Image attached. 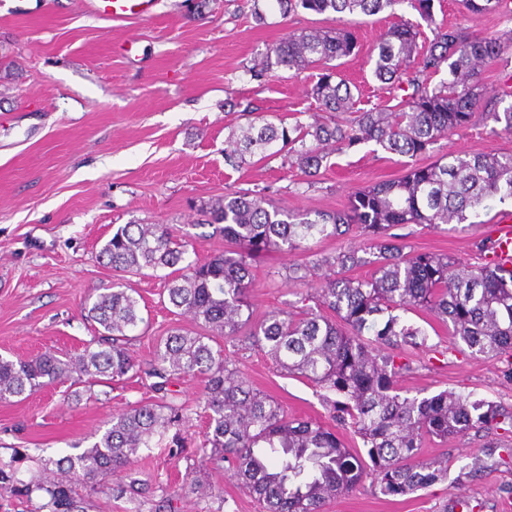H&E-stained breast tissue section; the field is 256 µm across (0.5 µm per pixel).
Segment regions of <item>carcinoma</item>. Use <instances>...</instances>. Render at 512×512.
I'll list each match as a JSON object with an SVG mask.
<instances>
[{"label": "carcinoma", "instance_id": "carcinoma-1", "mask_svg": "<svg viewBox=\"0 0 512 512\" xmlns=\"http://www.w3.org/2000/svg\"><path fill=\"white\" fill-rule=\"evenodd\" d=\"M405 0H276L281 15L301 8L332 14L331 27L291 30L246 69L253 78L287 70L297 75L320 68L311 94L326 117L291 126L264 121L231 130L224 159L239 167L256 154L283 158L304 177L316 176L337 151L373 142L381 149L416 157L480 117L512 133V104L480 111L487 90L482 68L512 47V36L474 35L463 27L436 24L433 0L411 6L435 38L425 53L417 49L414 25L403 22L373 48L372 76L411 93L392 108L359 109L357 98L335 61L353 54L356 42L344 16H374ZM502 0H463L469 14L491 13ZM447 72L437 85L421 74ZM493 199L512 200V154L452 151L426 166L410 168L397 179L353 194L336 212L288 211L261 191L224 195L206 207V225L216 227L229 247L205 260L189 258L190 243L167 224H124L99 250L105 266L119 273L165 280L164 293L174 314L192 318L198 330L175 327L157 343L149 362L131 353V342L146 333L134 290L120 283L85 307L95 335L81 353L61 357L46 352L26 361L0 356V401L32 394L61 380L75 385L103 383L128 374L154 378L161 391L179 376L203 379L200 400L206 431L198 445L202 459L262 502L266 512H322L324 505L348 494L364 480L384 496L426 488L448 471V462L421 461L428 440L445 443L468 432H512V410L462 392L411 395L398 385L410 370L396 364L402 346L427 347L428 332L403 318L426 312L451 327L476 358L512 359V273L503 275L484 263L418 251L388 234L398 224H462ZM358 229L363 239L331 257L312 259L309 243ZM266 250L297 253L288 278L309 283L313 302L299 316L272 311L251 326L248 301L252 267ZM369 266L365 278L349 272ZM256 347L276 366L297 374L323 391L334 419L362 441L365 454L353 451L336 431L312 420L291 418L281 404L255 389L217 338ZM173 402L136 403L112 417L102 434L76 454L58 459L13 449L0 456V497L42 493L38 512H90L93 497L122 476L143 448H160L172 427L182 424ZM38 470L25 480L22 460ZM116 496L139 495L138 480L118 481Z\"/></svg>", "mask_w": 512, "mask_h": 512}]
</instances>
